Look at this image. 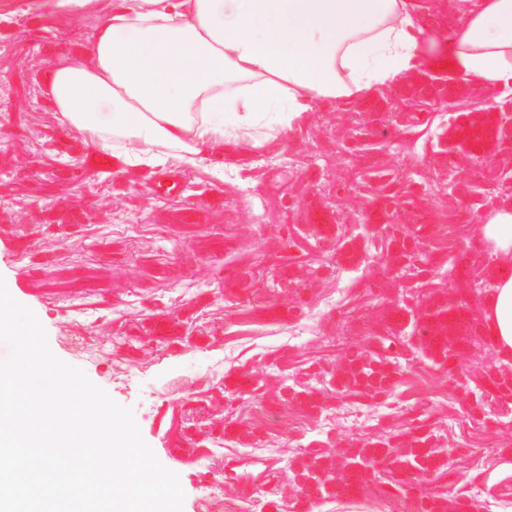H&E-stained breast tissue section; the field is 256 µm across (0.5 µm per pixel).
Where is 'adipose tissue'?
Listing matches in <instances>:
<instances>
[{
    "mask_svg": "<svg viewBox=\"0 0 512 512\" xmlns=\"http://www.w3.org/2000/svg\"><path fill=\"white\" fill-rule=\"evenodd\" d=\"M415 0H118L84 52L40 78L59 120L103 153L194 163L259 143L318 101L342 100L447 62L453 76L512 84V0H476L430 57ZM496 269L483 308L512 354V207L480 227Z\"/></svg>",
    "mask_w": 512,
    "mask_h": 512,
    "instance_id": "ef3b65f1",
    "label": "adipose tissue"
}]
</instances>
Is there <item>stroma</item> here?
<instances>
[{"mask_svg":"<svg viewBox=\"0 0 512 512\" xmlns=\"http://www.w3.org/2000/svg\"><path fill=\"white\" fill-rule=\"evenodd\" d=\"M113 0L58 14L54 0H0V279L49 348L131 408L144 441L179 476L183 512H419L434 493L495 512L512 501V420L476 410L503 356L474 280L491 278L481 212L512 204V138L452 151L448 115L488 121L512 92L453 86L438 68L366 96L316 104L259 147L193 165H129L60 125L38 88L61 53L84 49ZM397 192L399 212L383 204ZM368 233L353 238L355 225ZM420 230L438 266L400 274L385 240ZM460 303L466 339L437 365L414 317ZM391 356L386 395H342L355 351ZM430 432L443 470L373 477L307 498L290 469L314 451Z\"/></svg>","mask_w":512,"mask_h":512,"instance_id":"35a3bbf8","label":"stroma"}]
</instances>
